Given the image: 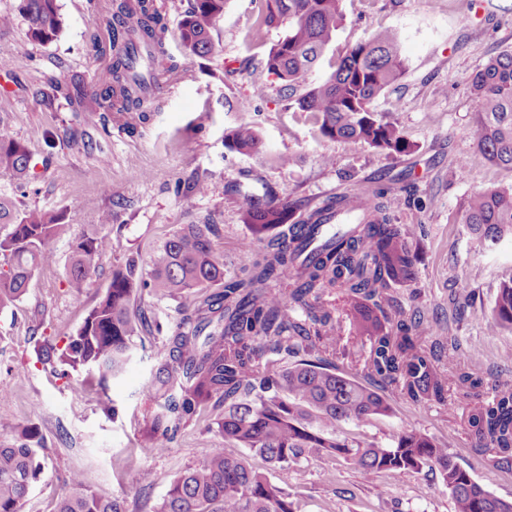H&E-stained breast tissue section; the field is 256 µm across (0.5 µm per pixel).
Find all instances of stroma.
I'll return each instance as SVG.
<instances>
[{
  "mask_svg": "<svg viewBox=\"0 0 512 512\" xmlns=\"http://www.w3.org/2000/svg\"><path fill=\"white\" fill-rule=\"evenodd\" d=\"M156 2L166 17L167 53L191 77L131 135L117 124L102 125L98 113L78 111L55 91L57 82L74 78L88 90L97 88L89 0H58L63 29L47 43L31 40L20 0H0V14L12 18L0 28V50L21 45L31 55L29 65L13 76L15 94L0 95V126L8 127L32 158L27 187L17 189L15 180L0 172V195L60 214L71 226L55 262L36 273L20 301L0 309V392L8 395L0 401V442H13L15 428L33 424L47 445L45 468L23 512H54L61 480L74 470L99 494L125 498L129 512H152L180 472L212 448L245 455L222 444L205 419L185 427L168 452L135 454L143 420L157 406L147 390L151 350H137L123 376L111 383L108 395L118 406L114 417L103 412L96 394L75 398L36 352L39 338L61 343L75 333L128 254L150 260L182 225H218L212 242L224 257L225 277L245 276L253 260L245 246L254 235L239 208L243 191L271 193L294 203L300 214L341 194L383 189L398 197L393 218L416 229V275L388 294L405 314L421 315L429 342L453 358L448 377L463 369L481 377L483 385L472 395L451 382L444 404H413L390 395V415L346 423L344 432L364 445H388L403 428H415L446 448L492 494L511 502L512 469L486 461L474 446L468 417L492 400L495 380L512 379V331L492 333L485 326L499 287L512 280V241L492 250L480 246L461 222L460 204L475 191L512 186V172L475 147L468 88L475 72L512 50V0H473L466 24L458 20V0H343V25L310 78L327 77L331 61L370 34L397 30L406 70L373 107L411 144L404 155L323 138L307 113L289 109L280 81L265 67L269 49L286 30L258 27L255 0H227L223 16L213 22L214 49L207 55L187 53L179 44V23L190 0ZM241 99L250 100L249 111H229V103ZM243 123L259 133L260 155L228 150L227 133ZM462 159L468 162L464 171L457 167ZM196 178L205 181V193H187V183ZM104 211L112 214V249L83 293L72 294L66 285L71 243L99 229ZM324 300L344 351L337 366L366 380L370 342L357 338L346 296L330 291ZM248 458L287 489L296 512H455L438 472L426 468L367 479L340 455L312 457L273 472L259 456ZM143 468L153 473L145 490L133 482Z\"/></svg>",
  "mask_w": 512,
  "mask_h": 512,
  "instance_id": "1",
  "label": "stroma"
}]
</instances>
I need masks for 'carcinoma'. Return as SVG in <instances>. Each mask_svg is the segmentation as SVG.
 Here are the masks:
<instances>
[{
  "instance_id": "obj_1",
  "label": "carcinoma",
  "mask_w": 512,
  "mask_h": 512,
  "mask_svg": "<svg viewBox=\"0 0 512 512\" xmlns=\"http://www.w3.org/2000/svg\"><path fill=\"white\" fill-rule=\"evenodd\" d=\"M342 0H260L258 27H284L285 36L266 57L267 70L294 93L301 112L315 117L320 134L330 140L358 142L393 154L410 143L399 128L377 117L373 101L404 74L399 36L383 29L348 49L323 81L305 83L335 41L344 21ZM227 0H191L180 23L185 50L205 55L213 50L211 22L224 14ZM30 21V37L53 40L63 28L57 0H21ZM137 17L131 30L127 18ZM102 23L103 40L92 35L103 62L99 89L89 92L75 82L58 83L56 92L81 112L112 113L132 109L158 112L131 76L137 43L163 52V14L154 0H111ZM475 102L478 151L491 163L512 171V51L490 60L470 80ZM229 148L245 155L259 152L261 138L242 125L229 135ZM31 158L8 130L0 128V172L28 177ZM394 198L384 191L370 197L340 195L295 218L288 203L246 199L244 222L260 233L259 251L243 278L224 279V258L213 246L215 224H185L151 259L143 275L132 253L112 271L105 294L63 346L48 338L38 342V360L70 378L84 374L78 393L106 394L108 382L120 378L139 347L162 331L142 292L181 298L213 284L154 351L147 387L158 398L145 417L139 454H161L190 423L206 417L225 443L246 448L271 468L315 455H343L364 477L424 467L439 473L457 512H512L504 501L460 468L430 436L404 429L387 446L356 447L342 437L343 424L365 422L392 412L381 390L393 387L413 403L448 401V381L437 365L436 351L425 352L423 321L403 317L391 305L394 282L415 275V252L409 228L390 211ZM462 223L481 244L512 239V187L476 191L461 203ZM344 227L325 234L329 220ZM70 225L58 215L19 207L0 198V309L26 294L36 272L56 260ZM112 249L107 233L94 232L72 243L67 285L74 294L86 288L97 260ZM339 290L352 301L351 319L371 337L366 361L369 382L336 367V319L323 296ZM492 332L512 329V281L503 285L487 318ZM476 446L497 450L493 466L512 467V380L496 386L492 401L468 417ZM46 461L44 437L34 425L24 427L18 444L0 443V512H23ZM56 512H128L123 497L92 491L82 472L63 480ZM153 512H293L288 491L253 470L247 459L228 457L214 448L172 483Z\"/></svg>"
}]
</instances>
